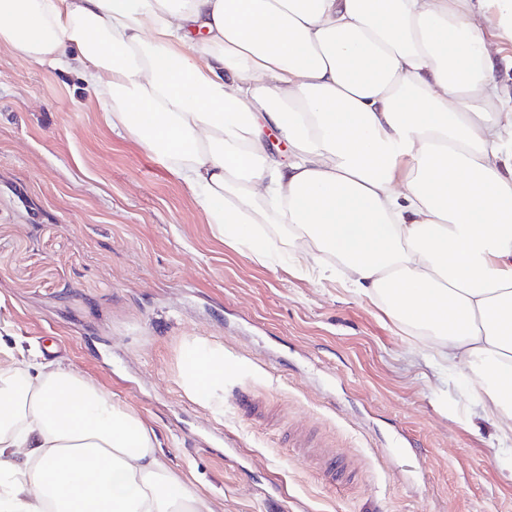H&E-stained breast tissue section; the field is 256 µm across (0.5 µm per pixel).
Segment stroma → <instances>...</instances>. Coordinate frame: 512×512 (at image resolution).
<instances>
[{
	"mask_svg": "<svg viewBox=\"0 0 512 512\" xmlns=\"http://www.w3.org/2000/svg\"><path fill=\"white\" fill-rule=\"evenodd\" d=\"M216 238L170 163L112 133L74 75L0 44V322L112 392L214 512H512V448L473 397L343 279ZM233 363L210 404L187 345ZM263 407L247 413L242 393ZM335 450L329 481L296 431ZM233 447H225V438Z\"/></svg>",
	"mask_w": 512,
	"mask_h": 512,
	"instance_id": "1",
	"label": "stroma"
}]
</instances>
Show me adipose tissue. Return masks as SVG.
<instances>
[{
    "instance_id": "1",
    "label": "adipose tissue",
    "mask_w": 512,
    "mask_h": 512,
    "mask_svg": "<svg viewBox=\"0 0 512 512\" xmlns=\"http://www.w3.org/2000/svg\"><path fill=\"white\" fill-rule=\"evenodd\" d=\"M505 41L512 0H0V43L75 75L218 238L264 264L256 227L282 225L308 276L344 274L430 336V364L469 369L512 442ZM229 368L196 344L178 379L205 403ZM159 446L110 391L0 337V512H213Z\"/></svg>"
}]
</instances>
